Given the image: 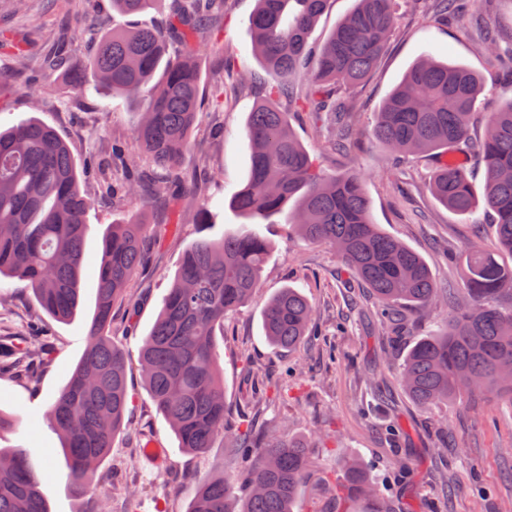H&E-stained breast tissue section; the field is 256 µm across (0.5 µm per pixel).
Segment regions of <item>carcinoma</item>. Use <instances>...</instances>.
<instances>
[{"mask_svg":"<svg viewBox=\"0 0 512 512\" xmlns=\"http://www.w3.org/2000/svg\"><path fill=\"white\" fill-rule=\"evenodd\" d=\"M161 0H112L126 15L146 12ZM328 0H257L249 17L254 52L277 78L267 100L249 112L245 137L249 173L231 206L248 223L219 239L204 238L181 257L173 283L138 357V369L179 447L203 453L218 438L227 452L246 463L234 476L219 468L195 489L188 512H293L298 490L311 467L309 445L292 436L252 443L248 427L228 426L224 374L216 330L224 317L244 305L259 287L269 244L260 226L288 202L290 225L304 239L333 246L344 263L371 288L385 327L405 308L430 305L436 297L423 258L371 219L364 178L356 171L328 175L300 142L290 114L305 112L325 132L329 151L346 154L354 144L347 94L373 73L385 54L395 21L396 0H357L356 7L310 55L312 28ZM222 0H176L169 23L100 36L79 65L53 56L41 62L44 75L68 80L78 97L86 80L137 106L132 138L161 167L173 169L191 151L192 132L202 104L201 75L194 43L198 28L216 16ZM479 0H436L441 12L463 15ZM478 44L492 63L512 73V54L483 32ZM12 69L28 70L32 58L21 42L11 47ZM306 70L309 80L293 77ZM480 93L479 76L459 64L434 58L413 63L392 90L371 130L392 161L408 153L432 155L467 140ZM485 169L476 195L466 169L439 165L429 184L451 212L469 215L482 208L492 215L498 243L475 245L460 256L466 294L446 296L448 321L438 332L417 339L406 354L402 385L422 407L454 400L463 391L498 392L512 401V99L491 114L476 141ZM112 161L127 172L112 195L134 199L147 209L167 194L146 188L138 164L123 145ZM173 223L192 210L198 224L211 223L205 202L169 197ZM88 199L68 144L35 118L0 131V277L28 282L41 309L66 322L81 302L80 274L88 231ZM147 224L116 222L102 237L95 312L84 351L67 383L50 404L46 419L59 433L72 477L73 493L86 492L112 442L123 427L130 369L123 347L112 341V304L143 262ZM314 308L297 289H281L262 315L263 334L274 347L292 350L307 336ZM50 356V337L0 335V376L34 375ZM336 502L367 500L365 512H391L380 489L356 465ZM48 497L30 454L0 448V512H49Z\"/></svg>","mask_w":512,"mask_h":512,"instance_id":"carcinoma-1","label":"carcinoma"}]
</instances>
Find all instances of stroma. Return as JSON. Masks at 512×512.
<instances>
[{"instance_id":"obj_1","label":"stroma","mask_w":512,"mask_h":512,"mask_svg":"<svg viewBox=\"0 0 512 512\" xmlns=\"http://www.w3.org/2000/svg\"><path fill=\"white\" fill-rule=\"evenodd\" d=\"M255 6L256 0H224L221 20L203 35L198 54L203 103L193 132L196 148L182 161L180 181L173 189L211 198L215 221L200 225L185 218L172 237L162 232L168 221L166 204L148 212L145 264L112 308V338L130 357H137L154 324L184 251L199 239L223 237L243 222L230 206L248 175L243 129L271 80L253 51L248 18ZM165 20L153 10L120 14L112 0H29L21 15L0 9V27L26 37L35 57L49 48L60 26H68L76 61L104 33ZM426 55L465 65L480 75V112L470 136L482 134L486 113L501 105L512 84L463 25L434 23L432 0H401L387 52L353 95L359 131L372 128L407 69ZM243 73L252 74L251 83H240ZM0 80L13 87L0 94V127L30 117L52 126L68 143L83 173L81 189L91 201L82 297L74 318L58 322L42 315L24 281L0 280V328L23 332L37 320L54 338L52 360L37 378L0 377V410L15 419L14 429L0 434V448L31 451L40 476L49 481L51 512H97L103 504L109 512H188L198 482L228 463L224 443L216 441L204 453L180 449L138 371L127 378L124 430L83 497L71 491L61 440L45 418L85 348L95 309L102 233L112 221L139 213L135 204H120L110 192L111 186L123 182L122 168H110L104 179L95 173L113 144L127 141L137 122L136 108L126 97L93 91L72 101L62 82L43 83L33 71L16 77L5 45L0 46ZM218 96L224 99L220 108L211 103ZM291 121L323 170L352 167L363 174L373 222L423 257L439 293L463 288L458 255L475 239L492 242L495 226L488 216L475 223L435 200L427 184L439 156L410 155L394 165L368 139L350 155L335 156L306 114H293ZM289 217L285 211L262 225L270 253L261 286L246 305L225 317L217 343L229 421L248 423L260 438L289 434L313 444L314 464L293 512H333L334 490L345 480L336 462L341 454L364 465L394 512H512V403L495 393L465 392L429 410L416 404L399 382L397 368L408 349L443 323L447 306L407 311L400 343L388 345L365 285L333 248L308 243L291 232ZM287 286L298 289L314 306L318 339L280 351L265 341L261 320L268 301ZM445 430L451 441L443 462L435 449ZM149 442L162 450L160 465L143 461Z\"/></svg>"}]
</instances>
